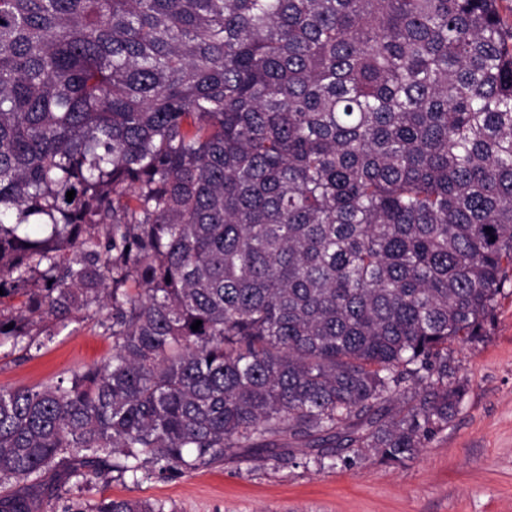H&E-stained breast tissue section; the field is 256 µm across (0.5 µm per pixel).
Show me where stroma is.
<instances>
[{
    "label": "stroma",
    "instance_id": "obj_1",
    "mask_svg": "<svg viewBox=\"0 0 512 512\" xmlns=\"http://www.w3.org/2000/svg\"><path fill=\"white\" fill-rule=\"evenodd\" d=\"M99 312L79 315L39 355L0 349V387H33L101 364L112 341ZM450 365L466 392L446 430L403 465L368 450L238 449L223 462L139 483L115 479L88 498L139 499L164 512H512V281L480 338Z\"/></svg>",
    "mask_w": 512,
    "mask_h": 512
}]
</instances>
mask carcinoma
Wrapping results in <instances>:
<instances>
[{"instance_id":"cac0c4a2","label":"carcinoma","mask_w":512,"mask_h":512,"mask_svg":"<svg viewBox=\"0 0 512 512\" xmlns=\"http://www.w3.org/2000/svg\"><path fill=\"white\" fill-rule=\"evenodd\" d=\"M502 2L0 0V347L94 306L112 339L0 388V512L49 474L67 500L287 439L400 464L448 428L453 345L512 279Z\"/></svg>"}]
</instances>
